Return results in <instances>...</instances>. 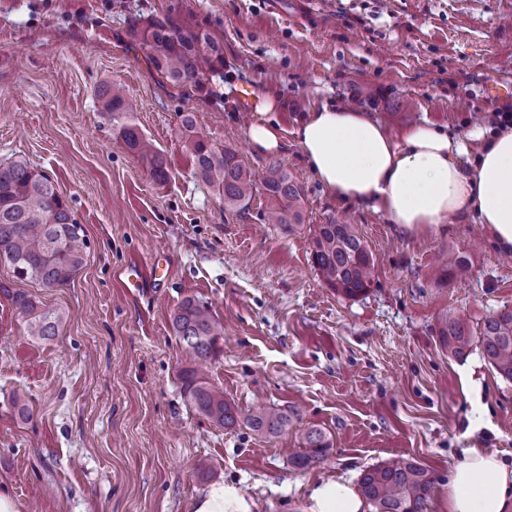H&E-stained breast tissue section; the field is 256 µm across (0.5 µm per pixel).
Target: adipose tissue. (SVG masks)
<instances>
[{
	"label": "adipose tissue",
	"mask_w": 512,
	"mask_h": 512,
	"mask_svg": "<svg viewBox=\"0 0 512 512\" xmlns=\"http://www.w3.org/2000/svg\"><path fill=\"white\" fill-rule=\"evenodd\" d=\"M277 106L261 97L247 131L263 155L284 145L272 117ZM293 135L309 169L338 198L415 233L464 213L512 249V125L492 135L475 129L464 138L424 120L396 136L367 113L325 105L309 112ZM473 140L482 143L475 155ZM308 502L307 512H369L349 483L336 480L311 484ZM190 512H252V503L239 485L215 482L197 493ZM448 512H512V469L484 449L465 450L448 478Z\"/></svg>",
	"instance_id": "ef3b65f1"
}]
</instances>
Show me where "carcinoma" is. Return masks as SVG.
Listing matches in <instances>:
<instances>
[{
  "instance_id": "carcinoma-1",
  "label": "carcinoma",
  "mask_w": 512,
  "mask_h": 512,
  "mask_svg": "<svg viewBox=\"0 0 512 512\" xmlns=\"http://www.w3.org/2000/svg\"><path fill=\"white\" fill-rule=\"evenodd\" d=\"M132 36L146 51L154 67L175 86L204 87L224 64L223 49L207 33L167 17L134 26ZM102 110L119 127L128 150L149 165L152 177H165L159 152L132 123L136 111L133 99L123 89L110 85L99 92ZM195 174L213 186L224 207L246 213L253 197H264L261 217L266 224L291 230L305 223L302 190L279 165H272L258 182L231 149L218 148L197 135L193 112L183 114ZM88 242L84 228L74 217L68 201L47 175L28 164L13 161L0 164V262L11 278L37 281L46 288L70 282L86 262ZM312 263L323 283L346 298L366 294L374 281L375 261L371 251L351 224H316L312 231ZM469 269L465 256L448 258L438 281L448 282ZM0 294L26 319L28 334L48 339L56 335L62 318L42 310L24 292L0 284ZM173 332L182 341L193 362H204L217 352L224 338V322L206 305L187 298L172 317ZM440 342L448 353L462 357L478 343L488 364L503 380L512 382V310L485 318L474 335L470 325L447 316L439 328ZM184 396L195 410L218 427L246 426L251 432L276 437L288 429L291 417L270 407L259 408L246 417L224 400V389L186 367L179 374ZM303 451L291 458L297 469L322 462L330 444L320 432L303 434ZM432 474L412 460H392L364 472L360 488L377 512H430Z\"/></svg>"
}]
</instances>
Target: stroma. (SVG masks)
Returning a JSON list of instances; mask_svg holds the SVG:
<instances>
[{
	"label": "stroma",
	"instance_id": "35a3bbf8",
	"mask_svg": "<svg viewBox=\"0 0 512 512\" xmlns=\"http://www.w3.org/2000/svg\"><path fill=\"white\" fill-rule=\"evenodd\" d=\"M169 16L224 48L204 89L167 83L131 35ZM113 84L134 100L164 180L102 111L98 91ZM488 84L512 86V0H0V163L47 174L89 244L58 288L11 281L0 264V280L64 318L55 338L35 339L0 296V484L20 512H189L223 480L257 512H305L310 482H356L401 458L433 473V512H444L465 449L512 465V384L480 349L459 359L438 336L443 316L477 326L512 310V253L464 215L418 235L335 199L292 135L325 104L361 108L396 134L426 119L464 135L512 103L485 98ZM245 87L277 100L282 153L251 147ZM188 110L251 171L282 165L303 189L306 225L264 223L258 196L246 214L226 210L194 175L180 132ZM334 222L354 225L375 258L374 283L355 299L312 264L310 226ZM448 252L470 268L442 284L432 272ZM135 261L160 266L161 285L127 278ZM187 298L224 321L208 381L242 414H294L288 431L220 428L191 408L179 380L190 359L171 326ZM310 428L331 450L298 470Z\"/></svg>",
	"mask_w": 512,
	"mask_h": 512
}]
</instances>
